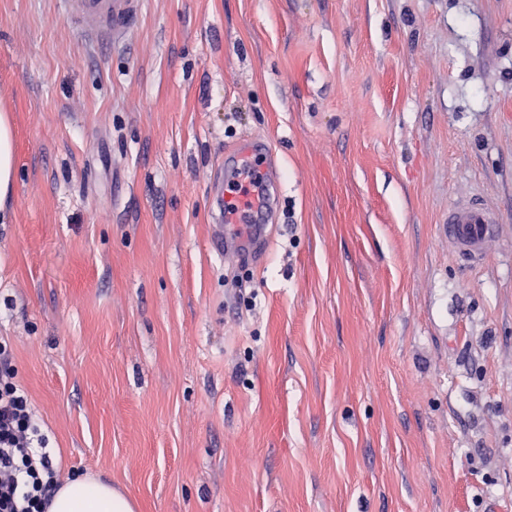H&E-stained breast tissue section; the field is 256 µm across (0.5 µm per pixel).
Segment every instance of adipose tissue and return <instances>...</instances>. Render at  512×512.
Masks as SVG:
<instances>
[{"label": "adipose tissue", "mask_w": 512, "mask_h": 512, "mask_svg": "<svg viewBox=\"0 0 512 512\" xmlns=\"http://www.w3.org/2000/svg\"><path fill=\"white\" fill-rule=\"evenodd\" d=\"M14 134L7 114H0V222H6L9 200L15 180ZM136 503L113 490L111 484L93 477H75L64 481L49 512H136Z\"/></svg>", "instance_id": "1"}]
</instances>
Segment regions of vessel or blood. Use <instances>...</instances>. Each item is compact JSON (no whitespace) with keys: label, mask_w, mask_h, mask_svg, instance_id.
<instances>
[{"label":"vessel or blood","mask_w":512,"mask_h":512,"mask_svg":"<svg viewBox=\"0 0 512 512\" xmlns=\"http://www.w3.org/2000/svg\"><path fill=\"white\" fill-rule=\"evenodd\" d=\"M65 20L78 27L92 44L119 40L140 17V0H61ZM257 165V173L268 189L261 201L243 205L236 212H224L221 223L212 227L209 245L218 254L239 252L260 243L262 229L276 214L277 170L265 141L243 140L231 158L225 159L226 174L240 171L242 163ZM498 223L497 215L476 199L457 200L448 207L442 229L448 248L463 264L482 263L486 244Z\"/></svg>","instance_id":"b4317fda"}]
</instances>
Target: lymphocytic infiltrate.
Returning a JSON list of instances; mask_svg holds the SVG:
<instances>
[{"label":"lymphocytic infiltrate","instance_id":"1","mask_svg":"<svg viewBox=\"0 0 512 512\" xmlns=\"http://www.w3.org/2000/svg\"><path fill=\"white\" fill-rule=\"evenodd\" d=\"M59 485L48 441L17 379L12 344L0 337V512H49Z\"/></svg>","mask_w":512,"mask_h":512}]
</instances>
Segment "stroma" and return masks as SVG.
I'll use <instances>...</instances> for the list:
<instances>
[{
  "instance_id": "1",
  "label": "stroma",
  "mask_w": 512,
  "mask_h": 512,
  "mask_svg": "<svg viewBox=\"0 0 512 512\" xmlns=\"http://www.w3.org/2000/svg\"><path fill=\"white\" fill-rule=\"evenodd\" d=\"M0 336L63 477L139 512H512V0H0ZM267 141L261 255L209 251ZM499 217L463 266L441 221ZM140 0H61L65 20L92 44H112L140 17ZM14 134L10 118L0 114V222L9 219L6 203L9 200L15 180ZM246 159L251 166L258 164L257 174L268 189L263 201H252L246 206L243 202L236 212L227 210L224 203L231 202L239 193L230 188L229 177L242 169L241 161ZM224 188L217 187L214 190V197L218 207L216 220L218 224L212 225V233L209 245L212 251L217 254H237L242 248L260 245V236L264 224L275 220L276 201L279 191L277 170L272 153L267 144L259 139H244L231 158H225ZM272 190V192H271ZM222 214L224 221H221ZM228 225H242L241 227L229 228Z\"/></svg>"
}]
</instances>
